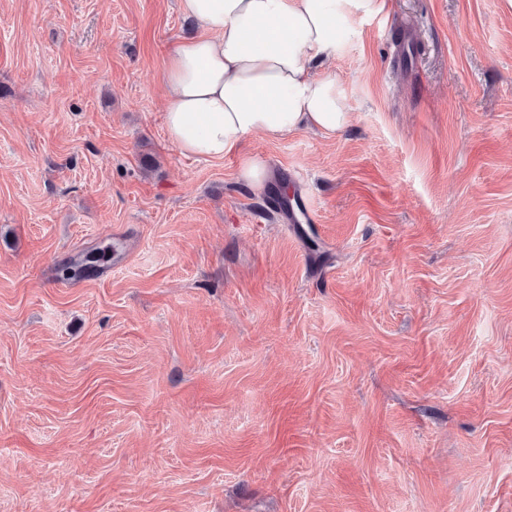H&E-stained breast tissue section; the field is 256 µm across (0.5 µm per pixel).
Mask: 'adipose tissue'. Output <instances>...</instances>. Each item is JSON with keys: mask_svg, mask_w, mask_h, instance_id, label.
Wrapping results in <instances>:
<instances>
[{"mask_svg": "<svg viewBox=\"0 0 512 512\" xmlns=\"http://www.w3.org/2000/svg\"><path fill=\"white\" fill-rule=\"evenodd\" d=\"M386 0H180L200 28L174 44L163 63L170 140L187 156L239 157V177L265 194L275 173L241 151L260 134L299 130L336 135L350 122L334 78L320 61L336 55L352 18L383 11Z\"/></svg>", "mask_w": 512, "mask_h": 512, "instance_id": "obj_1", "label": "adipose tissue"}]
</instances>
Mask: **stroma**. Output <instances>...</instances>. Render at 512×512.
Masks as SVG:
<instances>
[{"label": "stroma", "mask_w": 512, "mask_h": 512, "mask_svg": "<svg viewBox=\"0 0 512 512\" xmlns=\"http://www.w3.org/2000/svg\"><path fill=\"white\" fill-rule=\"evenodd\" d=\"M351 28L283 210L167 137L178 0H0V512H512V0Z\"/></svg>", "instance_id": "obj_1"}]
</instances>
